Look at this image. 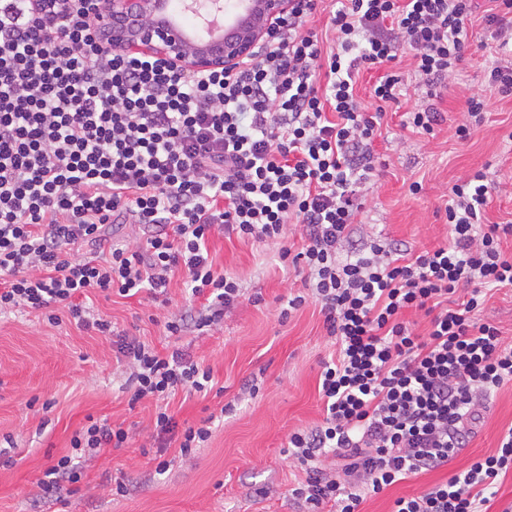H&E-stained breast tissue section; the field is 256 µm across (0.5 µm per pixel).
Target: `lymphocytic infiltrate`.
<instances>
[{
  "label": "lymphocytic infiltrate",
  "instance_id": "f902f5d3",
  "mask_svg": "<svg viewBox=\"0 0 512 512\" xmlns=\"http://www.w3.org/2000/svg\"><path fill=\"white\" fill-rule=\"evenodd\" d=\"M104 0H0V314L19 308L58 323V309L102 335L112 323L79 296L166 295L184 270L201 309L168 320V335L218 324L239 298L237 281L209 258L214 236L280 241L303 226L302 266L339 352L320 374L322 425L288 437L307 478L293 491L306 512H358L364 497L448 464L465 448L492 394L512 383V343L479 316L488 291L512 288V224H486L490 188L477 171L448 191V244L408 255L371 240L350 247L358 193L374 177L371 145L406 79L435 94L461 62L476 0H339L322 46L306 24L317 0H290L267 40L242 65L185 71L107 47L94 26ZM412 69L389 71L401 47ZM379 70L372 106L356 94L361 71ZM137 225L133 244L109 240ZM430 315L427 335L404 314ZM133 401L180 389L208 391L211 370L190 352L161 354L122 335ZM161 443L182 455L207 442L208 424L179 428L158 411ZM128 433L89 420L71 450L37 483L60 497L102 449ZM343 462L341 474L320 457ZM512 471V429L496 453L446 483L400 497L393 512H488Z\"/></svg>",
  "mask_w": 512,
  "mask_h": 512
}]
</instances>
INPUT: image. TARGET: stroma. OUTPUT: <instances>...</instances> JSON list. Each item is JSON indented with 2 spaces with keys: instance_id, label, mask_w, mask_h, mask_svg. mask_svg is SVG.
<instances>
[{
  "instance_id": "1",
  "label": "stroma",
  "mask_w": 512,
  "mask_h": 512,
  "mask_svg": "<svg viewBox=\"0 0 512 512\" xmlns=\"http://www.w3.org/2000/svg\"><path fill=\"white\" fill-rule=\"evenodd\" d=\"M490 6L480 0L471 17L464 58L449 74L442 98H428L409 84L399 105L387 108L381 137L374 143L376 175L363 190L357 217L375 237L419 253L448 241V190L481 170L491 184L482 216L486 224L512 223V95L488 82L501 51L484 29ZM490 100L483 125L466 142L455 136L465 119L463 100L473 93ZM431 108L442 120L433 134L401 128L404 112ZM422 185L409 191L412 182ZM215 271L230 275L240 298L223 321L204 335L188 330L167 335L165 320L199 309L188 298L185 276L176 273L166 306L137 295L95 298L94 306L118 329L135 334L157 351L191 352L212 370L222 394L177 391L168 409L178 424L215 415L212 437L190 457L166 449L170 467L157 474L150 446L156 404H130L129 368L116 337L52 326L40 314L0 317V446L12 441L11 463L0 460V512H298L292 491L307 477L284 450L289 434L320 425L322 361L336 354L320 306L307 302L288 311L289 295L305 294V275L284 264L275 242L215 236L209 242ZM104 418L129 433L126 447L103 449L85 469L66 503L37 496L45 470L70 450V439L88 417ZM512 427V385L491 398L467 446L447 465L407 477L367 497L360 512H391L396 498L445 483L471 460L496 451ZM124 482L126 495L113 492Z\"/></svg>"
}]
</instances>
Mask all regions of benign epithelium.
I'll use <instances>...</instances> for the list:
<instances>
[{"mask_svg": "<svg viewBox=\"0 0 512 512\" xmlns=\"http://www.w3.org/2000/svg\"><path fill=\"white\" fill-rule=\"evenodd\" d=\"M289 9V0H107L95 18L110 46L156 56L193 71L230 67L250 56L266 38L273 20ZM190 16L194 24L184 23Z\"/></svg>", "mask_w": 512, "mask_h": 512, "instance_id": "obj_1", "label": "benign epithelium"}]
</instances>
